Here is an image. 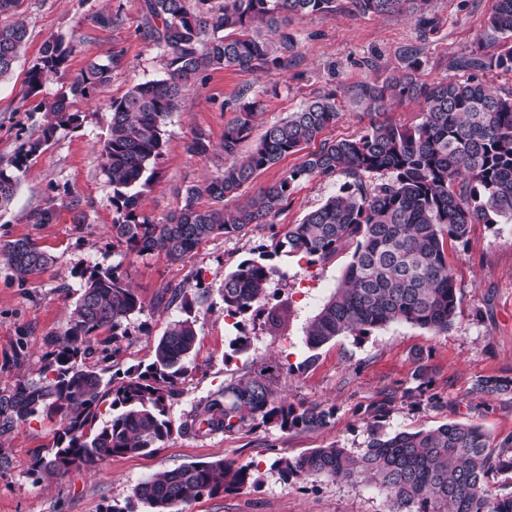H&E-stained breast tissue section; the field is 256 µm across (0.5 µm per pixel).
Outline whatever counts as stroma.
<instances>
[{
	"label": "stroma",
	"mask_w": 512,
	"mask_h": 512,
	"mask_svg": "<svg viewBox=\"0 0 512 512\" xmlns=\"http://www.w3.org/2000/svg\"><path fill=\"white\" fill-rule=\"evenodd\" d=\"M143 0H22L15 17L24 21L29 41L12 75L0 80V161L8 162L22 143L39 134L45 120L39 101L53 99L92 62L121 55L110 82L88 99H77L79 127L59 129L42 153L20 175L9 210L0 212V241L35 239L54 263L26 283L0 265V393L19 382L40 379L50 337L63 334L70 310L89 266L121 264L143 300L131 318L129 334L113 342L100 331L86 364L102 378L147 365L153 347L169 323L181 319L180 302L163 301L165 288L183 290L193 306L197 346L189 373L179 381V396L168 405L171 436L149 454L112 457L96 469L80 468L52 479L32 470L36 456L50 448L61 428L58 417L37 414L0 434V512H104L126 507L133 487L154 474L190 462L217 459L250 466L253 478L241 490L181 504L179 512H389L379 488L361 482L314 477L284 481L275 465L332 444L359 451L370 439L368 407L388 391L399 396L382 419L384 431H413L448 420L478 424L494 441L512 435V395L487 397L479 379L512 377V223L474 224L469 243L447 247L459 304L447 334L397 323L370 336L336 338L309 352L305 330L341 281L350 260L339 253L324 264H306L300 256L277 248L273 229L301 221L333 195L344 178H310L295 184L274 227L264 225L239 235L219 236L202 244L185 261L168 263L158 256H122L108 233L112 223V188L103 172L101 145L110 122L112 100L133 85L164 78L166 57L143 29ZM495 0H428L421 16L407 13L354 16L346 12L293 20L296 45L288 65L279 70L207 71L193 87L184 109L167 121L165 146L150 185L142 187L140 210L161 220L178 209L188 185L224 169L219 145L224 126L239 99H259L262 116L244 151H251L266 126L327 92H335L341 116L324 133L328 139L359 136L368 123L348 89L364 80H384L401 70L404 46L421 49V78L437 80L450 73V60L484 45L500 42L487 26ZM120 14L116 26L98 24L102 15ZM429 19L419 28L418 18ZM61 38L75 49L64 70L49 77L39 94H30L27 73L45 41ZM210 136L213 149L199 156L187 144L197 130ZM78 199V208L68 205ZM55 202L51 223H32L33 212ZM265 257L276 273L270 290L288 307V321L271 331L263 316L233 321L224 314L220 293L227 273L245 259ZM248 336L246 350L234 340ZM424 353L432 374L431 393L456 401V409L432 407L426 399L408 400L401 392L413 386L416 353ZM268 369L281 394L292 403L334 407L332 424L316 431L281 430L269 424L233 433L183 432L182 423L213 397L232 376Z\"/></svg>",
	"instance_id": "obj_1"
}]
</instances>
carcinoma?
Here are the masks:
<instances>
[{"mask_svg": "<svg viewBox=\"0 0 512 512\" xmlns=\"http://www.w3.org/2000/svg\"><path fill=\"white\" fill-rule=\"evenodd\" d=\"M426 0H145L144 28L164 49L167 76L132 86L112 101L111 119L101 149L103 171L112 186V240L136 256L183 262L214 237L247 232L259 224L275 228L294 182L341 174L345 182L300 223L290 224L277 242L309 263L327 262L353 249L342 279L305 331V344L317 350L339 336H368L377 328L407 323L446 334L458 307L457 284L448 265L446 244L466 245L473 224L512 223V90L493 91L477 79L486 69L512 70V0H496L488 27L502 36L499 49L482 45L453 58L450 78H420V50H401L407 65L386 80L351 87L352 101L369 117L354 139L322 138L340 112L335 94L309 101L266 128L256 146L242 152L260 115V101H243L224 126L220 148L224 170L186 188L181 207L162 221L139 210V187L150 184L152 166L162 156L167 119L181 110L195 81L209 69L254 71L288 64L294 50L292 20L345 10L356 15L400 13ZM28 42L22 23L0 24V80L9 77ZM70 44L46 41L28 71L30 92L64 68ZM92 62L75 76L68 90L41 102L48 121L41 133L21 145L8 165L0 166V210L12 201L27 163L41 152L57 129L80 120L71 99L86 98L108 83L121 64ZM422 103L421 121L411 127L385 118L396 103ZM318 150L303 155L288 176L241 196L258 174L299 153L315 141ZM187 150H212L206 133L193 134ZM237 204L224 208L225 199ZM0 262L20 282L54 263V257L25 237L0 242ZM273 269L258 259L241 262L224 276V312L231 317L255 309L279 328L287 310L271 302ZM64 333L50 340V360L37 381L18 383L0 395V431L38 414L60 418L62 429L52 449L37 456L33 470L63 476L73 468H96L114 455L147 454L172 434L168 402L178 396V380L189 366L196 342L191 305L188 317L168 325L145 369L113 374L108 381L84 360L95 350L97 332L112 338L128 335L131 317L143 309L141 296L117 263L94 266ZM416 390L421 397L432 379L421 365ZM487 396L512 394V377L482 378ZM112 417L95 426L104 399ZM334 411L322 405L288 402L262 373L230 379L181 425L185 431L233 433L274 423L282 430H319L331 424ZM282 475L296 482L322 476L334 480H371L391 503L390 512H512V493L493 494L491 479L512 474V436L494 443L480 426L452 421L392 435L377 428L366 447L353 453L335 444L314 448L294 459L277 461ZM248 467L224 460L195 462L153 475L132 489V499L149 512H177V507L204 496L215 497L244 487Z\"/></svg>", "mask_w": 512, "mask_h": 512, "instance_id": "cac0c4a2", "label": "carcinoma"}]
</instances>
